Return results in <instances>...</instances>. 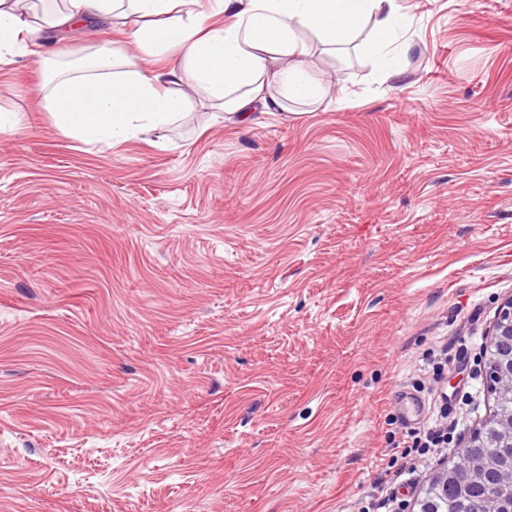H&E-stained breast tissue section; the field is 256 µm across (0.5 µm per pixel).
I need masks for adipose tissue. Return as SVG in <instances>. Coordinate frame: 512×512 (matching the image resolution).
Instances as JSON below:
<instances>
[{
  "label": "adipose tissue",
  "instance_id": "obj_1",
  "mask_svg": "<svg viewBox=\"0 0 512 512\" xmlns=\"http://www.w3.org/2000/svg\"><path fill=\"white\" fill-rule=\"evenodd\" d=\"M193 0H59L39 23L35 0H0V63L32 54L45 28L122 26L134 52L99 43L50 68L41 91L55 126L88 143L122 142L181 120L189 90L247 121L255 108L315 104L329 88L310 72L311 40L332 50L362 42L383 78L412 48L403 0H210L225 25L191 11ZM143 58L135 67L131 56Z\"/></svg>",
  "mask_w": 512,
  "mask_h": 512
}]
</instances>
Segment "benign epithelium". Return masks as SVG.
<instances>
[{
	"label": "benign epithelium",
	"mask_w": 512,
	"mask_h": 512,
	"mask_svg": "<svg viewBox=\"0 0 512 512\" xmlns=\"http://www.w3.org/2000/svg\"><path fill=\"white\" fill-rule=\"evenodd\" d=\"M484 373L496 398L512 399V299L501 307L485 354ZM499 448L512 447V414L495 420Z\"/></svg>",
	"instance_id": "1"
}]
</instances>
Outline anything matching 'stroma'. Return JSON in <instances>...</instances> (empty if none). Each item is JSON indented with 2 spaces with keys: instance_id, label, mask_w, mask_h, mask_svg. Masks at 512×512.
<instances>
[{
  "instance_id": "stroma-1",
  "label": "stroma",
  "mask_w": 512,
  "mask_h": 512,
  "mask_svg": "<svg viewBox=\"0 0 512 512\" xmlns=\"http://www.w3.org/2000/svg\"><path fill=\"white\" fill-rule=\"evenodd\" d=\"M407 5L399 77L317 50L320 105L243 124L196 102L113 146L37 89L121 31L0 66V512H358L440 345L459 442L491 415L512 0Z\"/></svg>"
}]
</instances>
